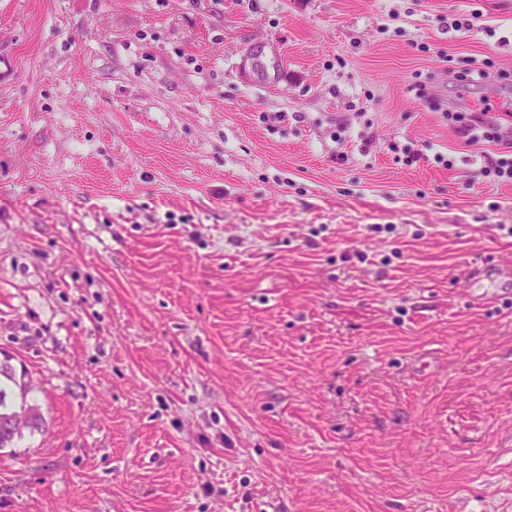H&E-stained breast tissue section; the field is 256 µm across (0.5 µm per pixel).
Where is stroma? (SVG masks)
Returning <instances> with one entry per match:
<instances>
[{"label":"stroma","mask_w":512,"mask_h":512,"mask_svg":"<svg viewBox=\"0 0 512 512\" xmlns=\"http://www.w3.org/2000/svg\"><path fill=\"white\" fill-rule=\"evenodd\" d=\"M485 103L512 0H0V512H512ZM37 410L33 421L24 413V409ZM44 419L37 404L21 401L20 405L7 401V390L0 380V449L14 448V443L22 439L26 431L34 433L42 429Z\"/></svg>","instance_id":"35a3bbf8"}]
</instances>
